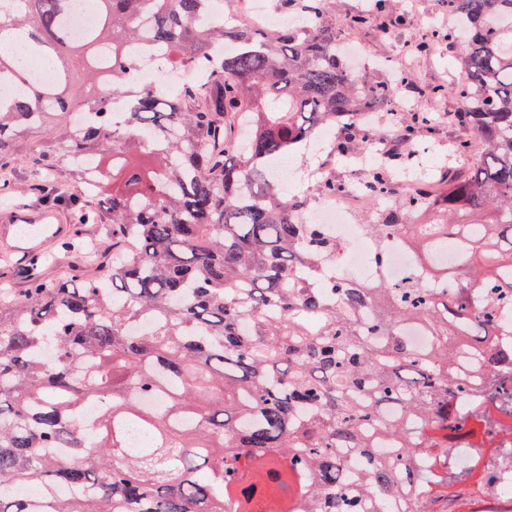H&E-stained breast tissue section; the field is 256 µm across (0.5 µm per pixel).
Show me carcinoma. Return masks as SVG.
<instances>
[{
	"label": "carcinoma",
	"instance_id": "1",
	"mask_svg": "<svg viewBox=\"0 0 512 512\" xmlns=\"http://www.w3.org/2000/svg\"><path fill=\"white\" fill-rule=\"evenodd\" d=\"M13 2L0 74L21 93L0 98V192L20 152L68 173L57 199L109 225L112 256L64 281L36 258L0 298V512H364L356 496L371 512H474L512 466L500 442L466 449L462 469L448 448L476 385L512 369L494 313L512 297V0H444L469 77L457 120L478 149L423 198L424 222L410 223L414 196L366 225L379 246L403 236L415 266L371 288L313 286L336 245L275 174L394 95L351 67L319 23L324 0H284L307 19L284 30L202 27L211 0H88L78 33L77 0ZM135 42L202 80L162 94L135 76ZM365 190L391 196L377 168ZM511 395L492 391L470 419L494 434Z\"/></svg>",
	"mask_w": 512,
	"mask_h": 512
}]
</instances>
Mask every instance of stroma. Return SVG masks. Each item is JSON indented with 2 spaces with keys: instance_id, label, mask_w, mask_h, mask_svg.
Here are the masks:
<instances>
[{
  "instance_id": "obj_1",
  "label": "stroma",
  "mask_w": 512,
  "mask_h": 512,
  "mask_svg": "<svg viewBox=\"0 0 512 512\" xmlns=\"http://www.w3.org/2000/svg\"><path fill=\"white\" fill-rule=\"evenodd\" d=\"M364 0H325L322 21L335 27L342 36H353L361 48L364 61L360 71L379 81L391 83L395 88V100L379 111L375 125H359L360 134L373 133L375 126L407 125L411 123L410 106L435 100L438 109L428 112L422 124L414 125L411 139L420 149L418 166L426 173L428 181L447 183L451 175H463V168H449L450 154H464L473 145V133L457 124L454 115L460 102L452 88L458 83L460 70L454 58L455 52L439 34L448 27V10L443 0H405L403 7H396L394 0H387L381 13L358 29H350L349 17L366 12ZM405 17L403 26L383 31L381 24L390 18ZM429 40L427 51H419L422 40ZM406 101L408 110L396 108L397 101ZM412 124V123H411ZM344 134L340 127H327L320 131V143L309 155L292 154V173L286 174L282 186L286 194L306 196L308 204H315V196L304 193L301 171L305 166H322L330 169L339 188L360 190L366 175L352 165L336 159V146ZM43 175L30 167L20 168L15 188L9 198H0V244L11 240L14 212H51L58 215L64 226L60 236L47 237L40 251L46 263L41 271L53 279L67 273L75 264L74 255L60 249L61 242L78 238L87 245L108 246L109 240L103 225L78 224L70 208L63 203L45 201L40 187Z\"/></svg>"
}]
</instances>
